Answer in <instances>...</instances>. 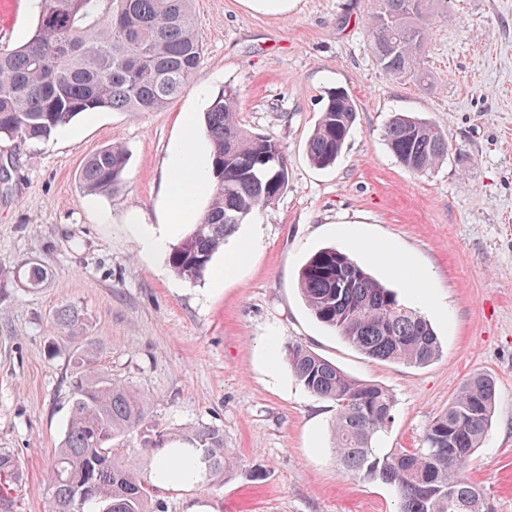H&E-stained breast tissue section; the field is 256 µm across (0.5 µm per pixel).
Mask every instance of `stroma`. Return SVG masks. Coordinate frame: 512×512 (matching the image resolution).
Wrapping results in <instances>:
<instances>
[{
    "label": "stroma",
    "instance_id": "obj_1",
    "mask_svg": "<svg viewBox=\"0 0 512 512\" xmlns=\"http://www.w3.org/2000/svg\"><path fill=\"white\" fill-rule=\"evenodd\" d=\"M373 9L374 0H291L287 13L264 15L243 0H193L203 61L168 108L81 114L46 141L0 137V270L28 262L50 270L41 288L0 296V448L22 471L0 491V512H48L73 348L72 339L52 337L50 322L65 304L81 311L99 370L144 393L161 428L224 432L232 473L154 488L163 512L199 503L211 512H395L391 486L340 475L335 408L296 380L290 342L390 392L392 420L376 442L382 456L419 447L465 379L490 374L493 424L466 475L490 512H512V0L432 7L421 61L427 86L377 62ZM36 15L31 0H0V44L24 40ZM227 87L244 127L283 146L289 183L228 238L252 246L217 287L222 255L201 279H184L167 254H140L128 216L162 223L168 150L188 117L208 151L204 114ZM335 87L351 96L356 121L335 165L320 169L308 141ZM399 112L448 136L447 160L428 174L402 167L383 140ZM111 144L128 153L123 180L88 195L81 167ZM370 241L388 243L428 275L420 301L387 252L365 258ZM326 247L365 263L430 321L442 347L433 362L369 358L311 315L298 274Z\"/></svg>",
    "mask_w": 512,
    "mask_h": 512
}]
</instances>
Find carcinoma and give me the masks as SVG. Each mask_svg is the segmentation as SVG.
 <instances>
[{
    "mask_svg": "<svg viewBox=\"0 0 512 512\" xmlns=\"http://www.w3.org/2000/svg\"><path fill=\"white\" fill-rule=\"evenodd\" d=\"M429 0H377L370 45L390 75L412 73L429 85L421 59L430 34ZM202 59L192 0H39L37 25L18 46H0V135L46 141L82 113L159 112L194 80ZM355 121V107L340 88L326 102L308 144L317 168L333 166ZM213 181L210 203L195 230L168 255L181 277L203 276L237 225L264 210L288 188V159L277 141L243 128L237 94L228 88L205 117ZM384 141L414 174L430 172L448 157V136L424 118L394 114ZM128 157L109 145L84 162L79 179L89 195L121 182ZM46 268L31 265L19 283L35 290ZM298 281L315 319L354 348L381 361L418 366L434 361L440 345L430 323L348 254L324 248L301 267ZM81 314L72 305L53 315L57 335L73 332ZM288 366L312 394L336 409L334 452L341 472L378 479L397 492V512H487L479 490L465 476L467 463L491 428L494 379L469 376L430 422L421 447L377 456L374 441L391 420L394 400L382 387L361 383L330 360L289 343ZM89 342L74 346L68 361L70 411L49 468V512H161L152 504L150 480L117 453L131 432L147 451L171 441L152 424L146 397L95 368ZM206 475L224 479L233 467L224 457V431L185 428ZM0 475L20 477L15 456L0 450Z\"/></svg>",
    "mask_w": 512,
    "mask_h": 512,
    "instance_id": "obj_1",
    "label": "carcinoma"
}]
</instances>
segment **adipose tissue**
Here are the masks:
<instances>
[{
  "label": "adipose tissue",
  "mask_w": 512,
  "mask_h": 512,
  "mask_svg": "<svg viewBox=\"0 0 512 512\" xmlns=\"http://www.w3.org/2000/svg\"><path fill=\"white\" fill-rule=\"evenodd\" d=\"M197 131L191 120L182 123V135L169 149L166 223L170 227L196 221L197 203L209 187L210 170L196 149Z\"/></svg>",
  "instance_id": "adipose-tissue-1"
}]
</instances>
